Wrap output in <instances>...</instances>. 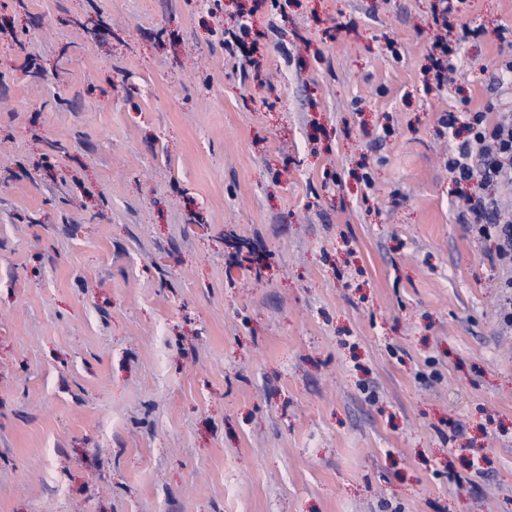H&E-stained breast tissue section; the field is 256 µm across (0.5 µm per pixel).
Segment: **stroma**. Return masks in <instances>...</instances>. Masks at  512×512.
Masks as SVG:
<instances>
[{"label":"stroma","instance_id":"stroma-1","mask_svg":"<svg viewBox=\"0 0 512 512\" xmlns=\"http://www.w3.org/2000/svg\"><path fill=\"white\" fill-rule=\"evenodd\" d=\"M432 2L0 0V512H512L440 121L512 100V0L439 89Z\"/></svg>","mask_w":512,"mask_h":512}]
</instances>
